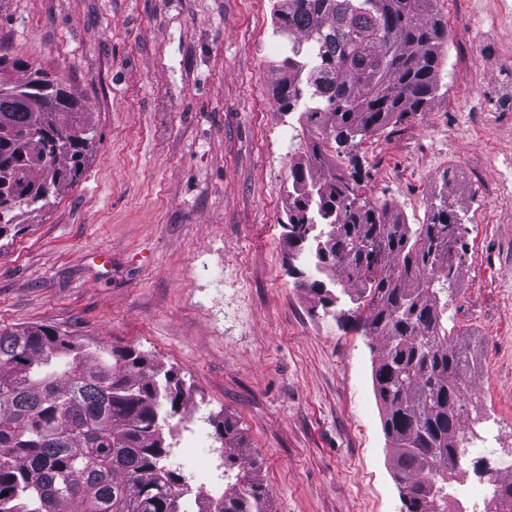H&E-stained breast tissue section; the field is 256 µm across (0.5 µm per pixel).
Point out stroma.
Returning a JSON list of instances; mask_svg holds the SVG:
<instances>
[{"mask_svg": "<svg viewBox=\"0 0 512 512\" xmlns=\"http://www.w3.org/2000/svg\"><path fill=\"white\" fill-rule=\"evenodd\" d=\"M436 11V95L357 154L366 196L406 223L442 187L466 211L448 300L475 364L463 418L497 422L511 453L512 13ZM0 43L80 97L98 140L79 180L0 238V328L50 325L172 369L187 404L237 421L273 512H405L377 342L288 273L306 137L271 92L286 53L272 0H0ZM459 157L469 177L444 184Z\"/></svg>", "mask_w": 512, "mask_h": 512, "instance_id": "obj_1", "label": "stroma"}]
</instances>
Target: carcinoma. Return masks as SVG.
<instances>
[{
    "mask_svg": "<svg viewBox=\"0 0 512 512\" xmlns=\"http://www.w3.org/2000/svg\"><path fill=\"white\" fill-rule=\"evenodd\" d=\"M438 0H273L281 111L298 113L307 149L290 168L289 265L322 308L339 284L378 340L375 389L406 512H448L470 359L448 326L464 216L448 187L424 224L359 194L365 175L329 161L417 112L438 91L448 30ZM96 131L81 99L0 44V237L82 175ZM185 394L174 372L134 349L49 325L0 329V512H186L188 484L169 466V420ZM224 492L205 512H271L259 466L229 417Z\"/></svg>",
    "mask_w": 512,
    "mask_h": 512,
    "instance_id": "1",
    "label": "carcinoma"
}]
</instances>
